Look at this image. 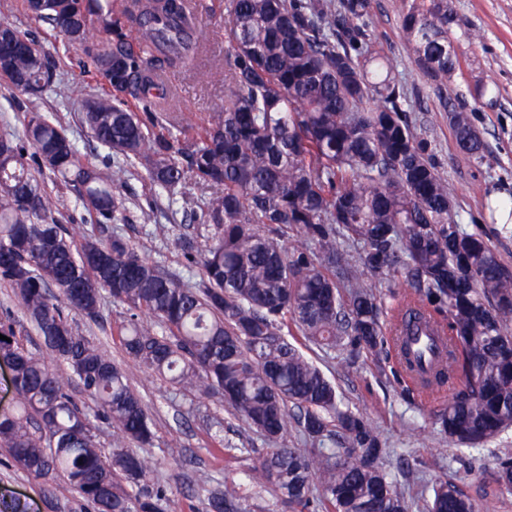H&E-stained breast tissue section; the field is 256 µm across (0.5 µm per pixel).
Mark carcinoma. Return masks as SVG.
Here are the masks:
<instances>
[{
  "mask_svg": "<svg viewBox=\"0 0 512 512\" xmlns=\"http://www.w3.org/2000/svg\"><path fill=\"white\" fill-rule=\"evenodd\" d=\"M23 0L81 51L112 88L83 101L82 122L112 151V170L83 161L62 124L32 109L24 140L0 137V285L67 376L0 323V355L13 359L16 409L0 414V447L45 481L64 477L95 512H166L165 490L126 444L145 447L153 421L124 371L79 335L103 293L127 307L118 330L127 357L170 383L218 396L276 444L249 474L292 505L322 512H407L405 491L383 469L384 448L336 386L282 337L292 324L321 349L390 344L422 391L461 377L435 421L455 444L476 448L512 428V270L478 226L455 219V200L431 144L412 118L396 66L371 38L370 0H225L224 100L193 129L150 93L153 73L187 67L202 50L185 0ZM400 26L412 60L438 86L462 71L468 25L448 0H403ZM0 80L37 98L55 82L42 44L0 23ZM476 102L497 87L476 83ZM459 147L484 142L465 104H448ZM139 163L174 199L188 180L211 195L190 214L213 227L191 261L194 286L143 259L118 234L103 240L51 217L61 194L44 171L80 188L98 223L123 220L115 180ZM403 276L411 291L385 309L366 275ZM147 315L160 330L140 322ZM438 332L441 363L412 372L418 331ZM98 402L116 448L105 460L90 413L70 378ZM311 447L283 444L290 408ZM205 512H250L236 483L212 487ZM427 512H475L453 482L433 490Z\"/></svg>",
  "mask_w": 512,
  "mask_h": 512,
  "instance_id": "1",
  "label": "carcinoma"
}]
</instances>
